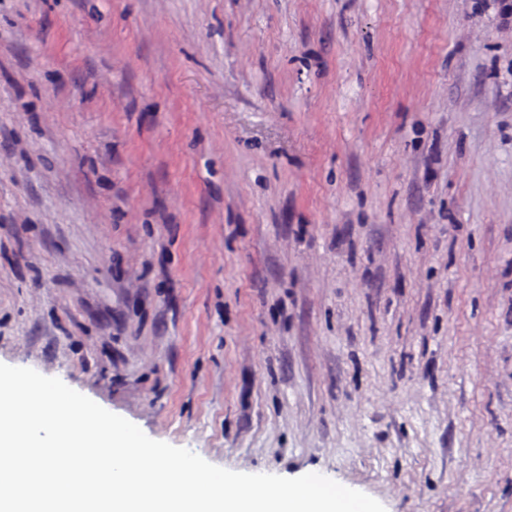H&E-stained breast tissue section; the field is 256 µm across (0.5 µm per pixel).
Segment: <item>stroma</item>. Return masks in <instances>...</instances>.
<instances>
[{"label":"stroma","instance_id":"obj_1","mask_svg":"<svg viewBox=\"0 0 512 512\" xmlns=\"http://www.w3.org/2000/svg\"><path fill=\"white\" fill-rule=\"evenodd\" d=\"M0 363L512 512V0H0Z\"/></svg>","mask_w":512,"mask_h":512}]
</instances>
